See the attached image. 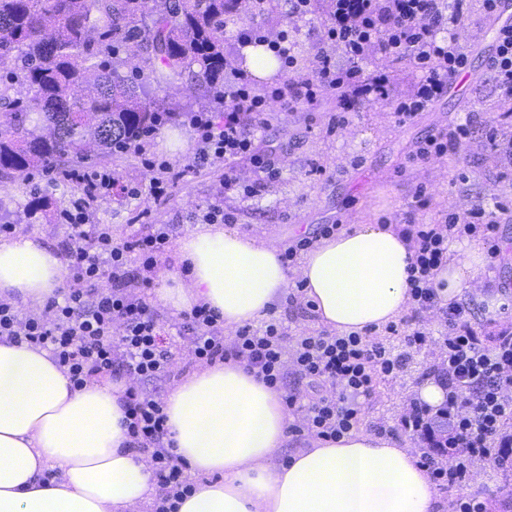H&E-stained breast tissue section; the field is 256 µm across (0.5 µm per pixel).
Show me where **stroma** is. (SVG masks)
Returning a JSON list of instances; mask_svg holds the SVG:
<instances>
[{"label":"stroma","mask_w":512,"mask_h":512,"mask_svg":"<svg viewBox=\"0 0 512 512\" xmlns=\"http://www.w3.org/2000/svg\"><path fill=\"white\" fill-rule=\"evenodd\" d=\"M332 22L327 0L306 15L292 12L289 0H274L269 12L242 16L224 33V57L229 70H238L239 34L261 29L267 40L287 38L296 68L307 72L315 52L330 55L338 63L346 57L323 34ZM496 17L484 15L478 0H469L465 16L444 24L438 41L454 40L468 55L470 78L462 91H446L432 105L411 119L398 121L393 101L411 97L419 86L420 72L410 60L384 64L377 49H369L361 63L364 73L389 67L391 97L372 100L358 111L339 114L336 100L326 97L314 108L281 112L270 108L268 123L256 133L263 153L275 160L276 174L266 179L253 196L220 198L224 161H194L195 135L187 118L160 126L151 137L145 155L128 151L84 163L87 171L109 169L120 182L137 188L134 196L117 194L98 199L92 208L95 221L109 227L114 242L134 239L150 225H170L173 235L185 226L198 224L209 204L223 199L231 225L239 231L267 236L281 248H288L304 231L324 224H439L446 216L469 215L476 208L499 214L500 246L512 247V174H507L486 140L489 128L500 137L512 136V94L497 86L490 70L495 51ZM464 125L469 136L453 151L426 161L414 154L430 136ZM178 133L182 147L170 151L169 133ZM166 161L174 180L170 198L156 203L149 192L152 171L146 161ZM424 198H417V190ZM79 192L75 184H56L34 189L27 176L0 178V203L6 204L22 232L41 233L58 249L68 243L66 226L59 224L60 212L68 208ZM35 217H28V210ZM288 335L318 334L311 309L296 286L275 310ZM430 340L422 348H409L401 333L382 330L372 340L382 342L393 355L402 357L396 374L378 378L365 403L362 427L405 442H414L411 431L400 425L416 402L417 387L434 378L447 329L439 310L421 312L412 322ZM485 501L488 512H512V477L504 474L494 459L480 461L473 479L463 491L439 487L443 501L454 503L459 493Z\"/></svg>","instance_id":"obj_1"}]
</instances>
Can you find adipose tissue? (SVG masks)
Instances as JSON below:
<instances>
[{
    "instance_id": "obj_1",
    "label": "adipose tissue",
    "mask_w": 512,
    "mask_h": 512,
    "mask_svg": "<svg viewBox=\"0 0 512 512\" xmlns=\"http://www.w3.org/2000/svg\"><path fill=\"white\" fill-rule=\"evenodd\" d=\"M281 253L274 240L221 224L186 227L175 269L157 273L158 301L178 312L206 305L231 333L268 318L295 280L318 323L342 336L380 330L413 304L415 245L403 226L348 225L292 269ZM486 264L476 243L449 242L432 277L440 306L467 292L498 311L504 298ZM66 286L45 236L0 240V301L38 313ZM131 386L126 377L72 388L48 350L0 337V512H143L155 477L129 444ZM164 411L166 441L195 476L177 512H443L420 450L364 427L308 439L278 460L291 421L283 393L239 359L184 377Z\"/></svg>"
}]
</instances>
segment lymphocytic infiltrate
I'll return each mask as SVG.
<instances>
[{
  "label": "lymphocytic infiltrate",
  "instance_id": "f902f5d3",
  "mask_svg": "<svg viewBox=\"0 0 512 512\" xmlns=\"http://www.w3.org/2000/svg\"><path fill=\"white\" fill-rule=\"evenodd\" d=\"M333 23L326 40L342 45L348 59L340 65L325 55L317 56L307 74L286 79L271 96L257 94L244 75L224 91V111L215 116L199 112L190 124L197 134L196 160L223 158L224 188L235 191L239 183L231 172L233 164L247 161L257 174H272L273 161L258 154L255 133L266 121V102L274 100L280 111L297 105L314 106L327 94H335L336 106L345 112L370 98L389 96L390 76L377 70L363 76L359 67L370 47L385 59L411 58L421 73L413 98L398 102L395 115L404 121L424 110L448 88L450 78L462 74L467 55L455 43L438 44L436 33L444 19L442 0H330ZM64 180L76 183L82 195L64 210L72 246L67 271L79 281V289L51 300L50 318L20 316L12 306L0 302V336L49 349L63 367L74 388L90 379L128 374L139 380L166 381L174 373L173 347L176 338L190 343L193 358L214 364L227 357L247 362L267 385L286 390L289 412H303L301 428L308 435L335 441L357 428L366 399L379 375L399 370L400 357L383 343L352 334H302L287 339L279 319L264 327L238 329L232 341L224 339V325L206 306L197 305L182 313L176 335L166 334L148 304L128 292L130 279L150 287L158 257L170 242V227L151 225L133 240L114 243L108 228L92 221L91 200L120 191L111 171H69ZM499 220L477 212L473 222L449 217L444 224H412L416 258L409 279L410 292L419 309L435 308L431 277L448 260V241L462 235L482 236L491 256H500L496 242ZM141 266L136 275L127 271L130 254ZM109 289H101L100 281ZM467 308L453 303L443 312L448 334L443 339L440 370L446 377L445 400L432 409L417 403L404 418V429L414 432L428 449L421 455L434 480L458 488L455 512H486L483 501L462 494L461 489L476 463L497 455L500 464L512 460V433L505 423L512 418V332L502 331L485 346L466 319ZM127 434L134 448L147 456L158 493L152 512H177L178 503L192 491L184 477L185 462L165 448L167 435L163 401L150 390H128ZM447 444L452 455L439 454Z\"/></svg>",
  "mask_w": 512,
  "mask_h": 512
}]
</instances>
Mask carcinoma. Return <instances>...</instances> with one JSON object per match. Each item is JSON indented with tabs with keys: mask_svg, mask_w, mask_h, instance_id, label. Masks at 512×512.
Listing matches in <instances>:
<instances>
[{
	"mask_svg": "<svg viewBox=\"0 0 512 512\" xmlns=\"http://www.w3.org/2000/svg\"><path fill=\"white\" fill-rule=\"evenodd\" d=\"M255 0H0V178L122 152L190 102L224 99V23ZM93 86L92 95L84 85Z\"/></svg>",
	"mask_w": 512,
	"mask_h": 512,
	"instance_id": "1",
	"label": "carcinoma"
}]
</instances>
